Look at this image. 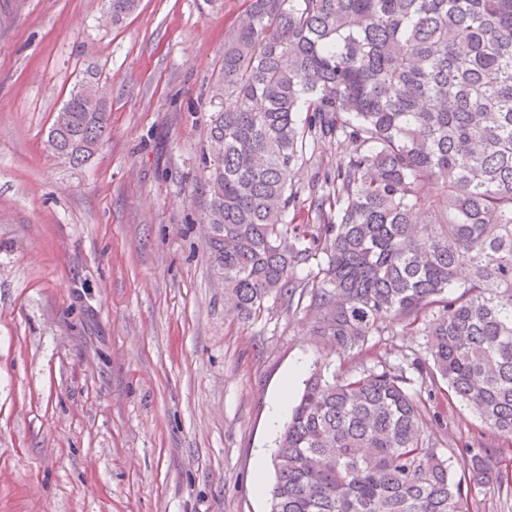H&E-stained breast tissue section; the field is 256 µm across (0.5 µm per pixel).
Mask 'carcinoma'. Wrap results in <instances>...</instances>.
<instances>
[{"mask_svg": "<svg viewBox=\"0 0 512 512\" xmlns=\"http://www.w3.org/2000/svg\"><path fill=\"white\" fill-rule=\"evenodd\" d=\"M139 0H109L118 25ZM224 111L203 154L208 243L243 320L292 303L342 355L422 324L424 356L340 375L313 362L276 441L269 512H470L505 474L465 445L463 474L425 434L444 393L512 438V0H247L224 40ZM104 92L73 87L47 146L79 166L107 131ZM354 145L288 221L306 150ZM417 376L427 396L408 388Z\"/></svg>", "mask_w": 512, "mask_h": 512, "instance_id": "cac0c4a2", "label": "carcinoma"}]
</instances>
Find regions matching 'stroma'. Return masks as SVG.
Wrapping results in <instances>:
<instances>
[{
	"mask_svg": "<svg viewBox=\"0 0 512 512\" xmlns=\"http://www.w3.org/2000/svg\"><path fill=\"white\" fill-rule=\"evenodd\" d=\"M244 0H0V512H268L275 411L320 344L306 305L243 322L207 245L200 159L224 108V39ZM95 74L110 112L83 165L48 129ZM353 151L320 144L294 170L307 223L315 175ZM427 433L500 446L466 406Z\"/></svg>",
	"mask_w": 512,
	"mask_h": 512,
	"instance_id": "35a3bbf8",
	"label": "stroma"
}]
</instances>
